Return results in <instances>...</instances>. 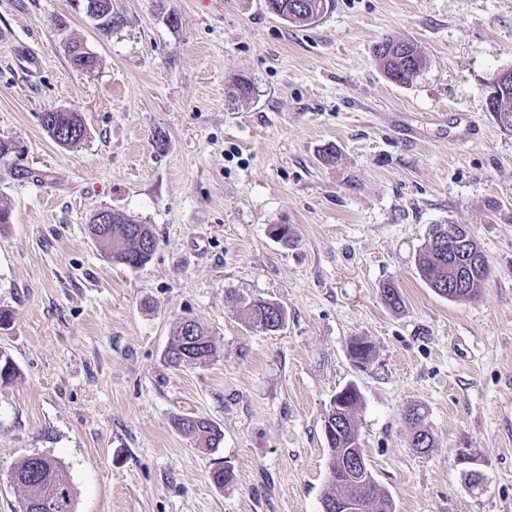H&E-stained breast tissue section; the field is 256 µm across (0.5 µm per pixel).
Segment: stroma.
<instances>
[{
	"instance_id": "35a3bbf8",
	"label": "stroma",
	"mask_w": 512,
	"mask_h": 512,
	"mask_svg": "<svg viewBox=\"0 0 512 512\" xmlns=\"http://www.w3.org/2000/svg\"><path fill=\"white\" fill-rule=\"evenodd\" d=\"M112 11L105 31L84 0H0V139L20 147L0 158V354L17 369L0 384V512H20L10 470L32 454L60 461L74 512H321L324 415L351 383L396 512H512V133L487 106L489 79L512 69V0H331L309 26L265 0ZM386 38L422 47L410 85L379 67ZM72 39L98 57L93 73L71 66ZM50 110L78 113L86 138L55 143ZM454 112L474 138L438 124ZM104 209L151 226L144 266L88 236ZM448 223L490 266L466 302L416 267ZM284 224L288 244L273 234ZM254 298L284 306L282 331L248 326ZM186 317L216 353L176 369L166 351ZM355 336L373 346L361 367ZM414 405L425 453L404 418ZM185 415L215 422L220 447H196L174 425ZM225 467L234 478L216 485ZM405 418L413 427L412 446L419 450L432 448L434 440L428 430L421 425L423 413L420 407H411L405 412Z\"/></svg>"
}]
</instances>
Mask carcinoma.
<instances>
[{"label":"carcinoma","mask_w":512,"mask_h":512,"mask_svg":"<svg viewBox=\"0 0 512 512\" xmlns=\"http://www.w3.org/2000/svg\"><path fill=\"white\" fill-rule=\"evenodd\" d=\"M277 5L275 14H288L289 21L311 25L328 8V0H266V7ZM66 51L70 64L87 73L98 65L97 56L82 42L71 40ZM374 56L385 74L396 84L406 86L420 72L424 56L421 47L413 41L386 39L374 48ZM491 113L495 120L505 116L512 121V82L497 84L490 81ZM42 126L57 144L71 147L85 139L87 130L80 115L75 112L52 110L42 113ZM87 230L95 231V241L107 247L112 262L138 267L148 262L156 247L151 227L140 224L128 215L114 212L109 224H89ZM455 245L442 248L432 240L427 241L416 258L417 269L425 284L438 296L465 302L477 296L478 289L489 274L488 263L474 272L464 288H458L448 272V263ZM248 325L259 332L275 333L283 330L287 319L284 307L273 300H254L245 305ZM215 347L208 331L192 319H184L177 326L169 343L167 360L174 367L204 365L213 357ZM372 345L360 337L349 342V354L359 363L370 359ZM361 404L359 388L350 384L337 392L324 416V425L330 427L334 437L327 441L329 448L328 477L321 497V507L336 503V497H360L366 503V512H395L391 493L381 486L372 475L359 442L355 419ZM405 418L413 427L412 446L424 450L433 446L434 440L421 425L423 413L419 407H411ZM177 428L191 436L201 448H216L224 434L212 421L196 416L181 417ZM13 483L23 492L22 507L31 512L30 503L48 501L51 512H74V493L61 463L54 458L36 460L27 456L11 469Z\"/></svg>","instance_id":"1"}]
</instances>
